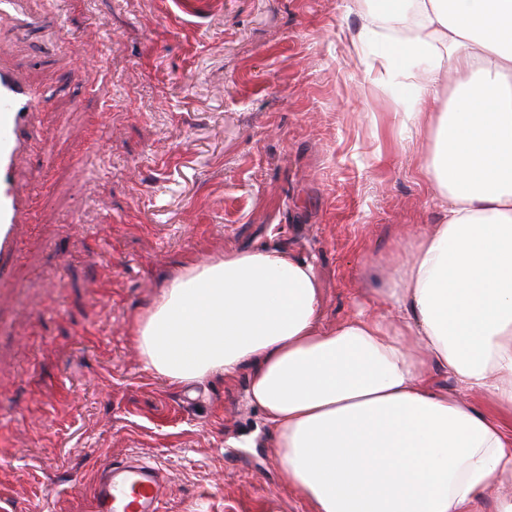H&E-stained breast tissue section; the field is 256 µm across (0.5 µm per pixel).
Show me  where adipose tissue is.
<instances>
[{
  "instance_id": "ef3b65f1",
  "label": "adipose tissue",
  "mask_w": 512,
  "mask_h": 512,
  "mask_svg": "<svg viewBox=\"0 0 512 512\" xmlns=\"http://www.w3.org/2000/svg\"><path fill=\"white\" fill-rule=\"evenodd\" d=\"M378 2L367 25L416 18L386 40L382 66L434 135L424 168L448 203L442 222L410 244L374 309L336 325L313 263L265 247L183 266L134 334L174 385L246 371L281 478L310 512H474L512 483V0Z\"/></svg>"
}]
</instances>
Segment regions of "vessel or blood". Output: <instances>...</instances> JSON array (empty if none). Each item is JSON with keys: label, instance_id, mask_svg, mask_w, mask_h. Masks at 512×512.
<instances>
[{"label": "vessel or blood", "instance_id": "vessel-or-blood-1", "mask_svg": "<svg viewBox=\"0 0 512 512\" xmlns=\"http://www.w3.org/2000/svg\"><path fill=\"white\" fill-rule=\"evenodd\" d=\"M0 19L18 33L42 24L27 11L24 0H0ZM44 99L40 87L0 63V284L12 278L21 228L30 222L38 195L37 186L21 179L18 162L37 147L32 116ZM166 489L163 469L151 462L135 455L119 461L105 458L86 495V512H161Z\"/></svg>", "mask_w": 512, "mask_h": 512}]
</instances>
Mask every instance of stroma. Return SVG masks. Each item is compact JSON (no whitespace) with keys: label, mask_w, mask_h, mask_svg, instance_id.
<instances>
[{"label":"stroma","mask_w":512,"mask_h":512,"mask_svg":"<svg viewBox=\"0 0 512 512\" xmlns=\"http://www.w3.org/2000/svg\"><path fill=\"white\" fill-rule=\"evenodd\" d=\"M28 8L44 26L0 22V55L44 89L34 125L60 162L0 287V487L15 512H85L99 458L135 453L167 474L164 512H310L280 478L245 373L170 384L133 325L184 262L274 246L313 263L331 326L441 223L422 165L432 138L382 76L364 0ZM93 125L97 160L67 164ZM251 434L255 447H231Z\"/></svg>","instance_id":"35a3bbf8"}]
</instances>
